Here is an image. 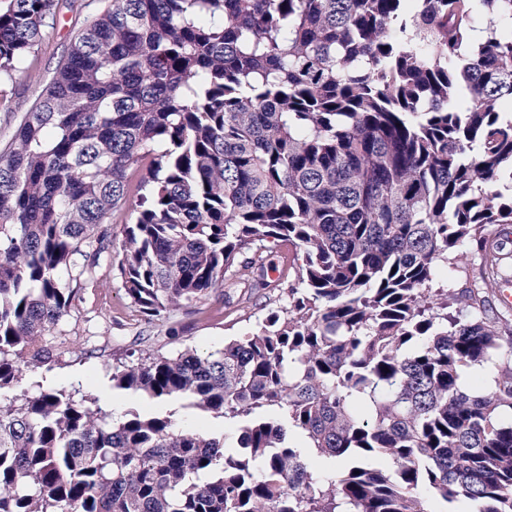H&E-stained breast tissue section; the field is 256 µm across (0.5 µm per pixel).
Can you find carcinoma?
<instances>
[{"label": "carcinoma", "instance_id": "1", "mask_svg": "<svg viewBox=\"0 0 512 512\" xmlns=\"http://www.w3.org/2000/svg\"><path fill=\"white\" fill-rule=\"evenodd\" d=\"M62 7L8 0L0 79L33 78ZM508 112L512 0H112L0 150V390L56 361L124 208L117 269L147 321L226 281L286 305L112 372L222 419L240 452L23 392L0 402V512H512ZM461 249L478 264L435 288Z\"/></svg>", "mask_w": 512, "mask_h": 512}]
</instances>
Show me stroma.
I'll return each instance as SVG.
<instances>
[{"instance_id": "obj_1", "label": "stroma", "mask_w": 512, "mask_h": 512, "mask_svg": "<svg viewBox=\"0 0 512 512\" xmlns=\"http://www.w3.org/2000/svg\"><path fill=\"white\" fill-rule=\"evenodd\" d=\"M105 0H71L49 22L47 36L35 48L37 80L6 85L0 96V140L10 137L15 118L39 98L56 69L64 49ZM116 255L104 258L96 280L83 292L78 320L68 322L65 337H50L59 361L52 371H26L16 388L0 391L6 402L17 391L32 393L48 388L62 389L77 396L91 395L115 413L149 409V402L117 389L112 372L117 362L136 360L148 350L176 355L185 348L209 352L223 348L225 340L254 331L269 310L279 307L276 292L256 290L249 303L239 299L240 291L228 288L223 302L210 304L203 313L177 311L168 327L148 324L127 299L114 265Z\"/></svg>"}]
</instances>
